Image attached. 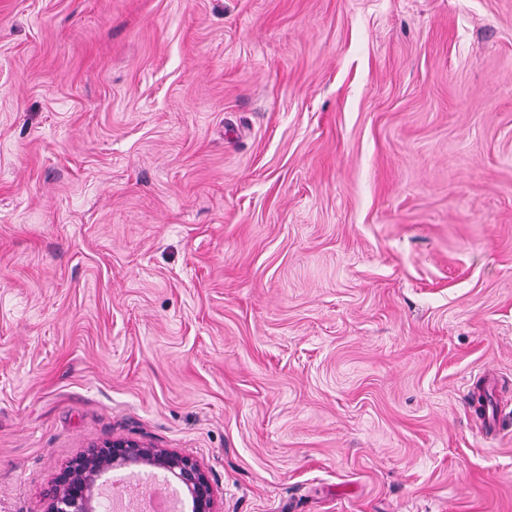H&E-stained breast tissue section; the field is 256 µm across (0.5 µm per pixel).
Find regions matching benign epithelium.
Instances as JSON below:
<instances>
[{
  "label": "benign epithelium",
  "mask_w": 512,
  "mask_h": 512,
  "mask_svg": "<svg viewBox=\"0 0 512 512\" xmlns=\"http://www.w3.org/2000/svg\"><path fill=\"white\" fill-rule=\"evenodd\" d=\"M156 472L185 496L190 512H218L217 490L196 459L125 437L93 444L61 468L45 494L44 512H100L104 481L128 483Z\"/></svg>",
  "instance_id": "1"
}]
</instances>
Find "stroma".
<instances>
[{
    "label": "stroma",
    "mask_w": 512,
    "mask_h": 512,
    "mask_svg": "<svg viewBox=\"0 0 512 512\" xmlns=\"http://www.w3.org/2000/svg\"><path fill=\"white\" fill-rule=\"evenodd\" d=\"M111 437L512 512V0H0V512Z\"/></svg>",
    "instance_id": "35a3bbf8"
}]
</instances>
